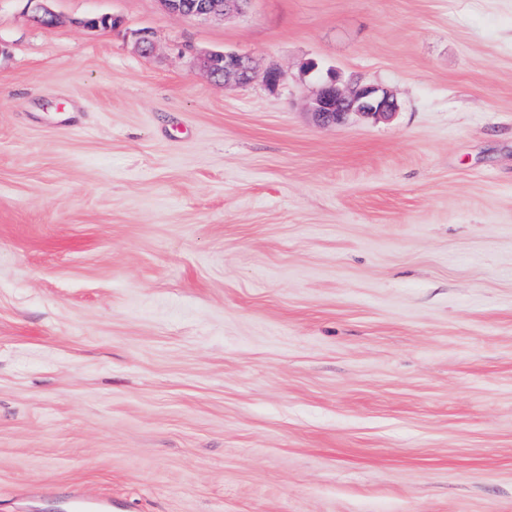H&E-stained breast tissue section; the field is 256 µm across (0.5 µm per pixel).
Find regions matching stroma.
Wrapping results in <instances>:
<instances>
[{"mask_svg":"<svg viewBox=\"0 0 512 512\" xmlns=\"http://www.w3.org/2000/svg\"><path fill=\"white\" fill-rule=\"evenodd\" d=\"M25 6L0 512H512V0ZM224 49L257 78L215 83ZM331 74L397 114L318 123ZM168 13L183 14L197 18L223 19L240 14L249 4L247 0H159Z\"/></svg>","mask_w":512,"mask_h":512,"instance_id":"stroma-1","label":"stroma"}]
</instances>
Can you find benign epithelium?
Returning a JSON list of instances; mask_svg holds the SVG:
<instances>
[{"label":"benign epithelium","mask_w":512,"mask_h":512,"mask_svg":"<svg viewBox=\"0 0 512 512\" xmlns=\"http://www.w3.org/2000/svg\"><path fill=\"white\" fill-rule=\"evenodd\" d=\"M48 0H28L31 7L30 20L46 25L56 23L57 17L47 6ZM169 13L183 14L210 20L243 12L249 0H160ZM214 53L200 57L202 67L218 83L236 80L248 83L256 76L252 60L244 55L224 52V70L217 72L212 67ZM310 111L323 125L344 122L351 114L368 119L389 120L398 111V103L390 91L371 83H358L353 87H342L332 78L323 84L310 104Z\"/></svg>","instance_id":"obj_1"}]
</instances>
